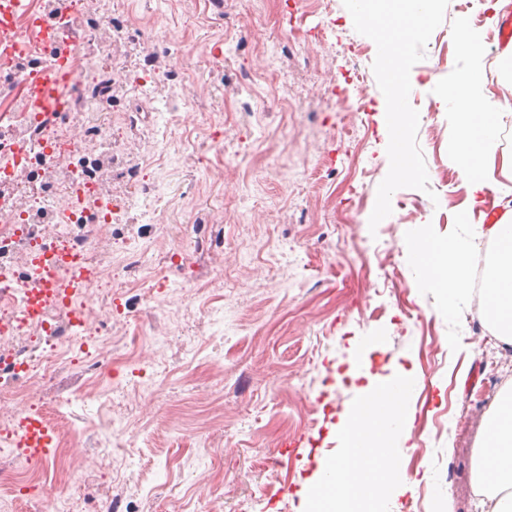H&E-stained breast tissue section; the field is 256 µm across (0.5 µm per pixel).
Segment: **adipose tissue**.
<instances>
[{
    "label": "adipose tissue",
    "instance_id": "1",
    "mask_svg": "<svg viewBox=\"0 0 512 512\" xmlns=\"http://www.w3.org/2000/svg\"><path fill=\"white\" fill-rule=\"evenodd\" d=\"M438 0H405L392 16L385 0H353L359 19L374 35L384 63L390 107L385 121L390 130L393 177L417 179L421 173L403 143L413 115L405 104L412 76L403 64V50L424 38L434 20ZM448 115V159L466 190V206H482L498 194L501 177L512 178V153L498 151L502 127L512 121L487 88L482 69L470 68L450 78L443 94ZM495 247L484 272V317L504 341L512 342V210L500 223L480 229ZM475 237L457 225L437 233L419 223L404 231L401 244L417 272V285L431 292L456 314L469 294L468 269ZM413 377L400 371L392 383L370 392L336 429L344 451L321 461L310 494L313 512H382V494L398 487L402 473L395 454L400 438L410 435L406 405ZM481 512H512V392L502 394L481 426V455L477 469Z\"/></svg>",
    "mask_w": 512,
    "mask_h": 512
}]
</instances>
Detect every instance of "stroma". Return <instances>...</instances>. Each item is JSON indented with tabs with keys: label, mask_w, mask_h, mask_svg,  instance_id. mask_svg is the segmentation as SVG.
<instances>
[{
	"label": "stroma",
	"mask_w": 512,
	"mask_h": 512,
	"mask_svg": "<svg viewBox=\"0 0 512 512\" xmlns=\"http://www.w3.org/2000/svg\"><path fill=\"white\" fill-rule=\"evenodd\" d=\"M458 13L457 0H439L424 39L404 51L416 76L407 92L415 119L407 147L420 179L391 182L389 135L381 128L388 88L374 38L355 16L350 0H128L129 11L173 35L187 34L188 55L211 54L225 69L211 73L192 65L172 72L173 83L207 88L182 118L187 127L224 116L230 153L224 167L209 171L196 154L184 151L156 172L179 207L164 217L203 238H221L219 255L180 247L164 235L151 238V278L177 282L223 268L211 294L221 311L211 329L225 338L220 367L203 368L209 349L198 334L197 306L183 307L182 294L162 288L159 306L174 313L189 337L180 364H170L166 381L151 388L157 410L140 429L153 445L136 449L131 471L148 468L150 481L134 488L143 512H206L219 500L223 512H307L309 485L321 460L336 456V427L369 387L399 371L412 370L416 392L408 404L411 441L399 449L405 488L384 495L385 512H481L476 491L480 420L507 385L490 381L486 361L512 349L497 343L473 347V325L464 315L449 317L434 295L416 285L417 274L399 237L409 224L429 222L438 231L452 224H481L466 211L457 172L440 186L434 171L447 164L443 130L448 106L442 89L449 76L470 66L455 31L467 21L484 40L478 64L493 71L490 90L512 76V61L501 58L481 4L470 0ZM327 33L337 49L336 67H359L368 84L356 90L337 81L328 99L309 96L312 77L288 30ZM272 61L275 84L251 82L257 49ZM375 105L358 140H340L337 127L346 111L363 99ZM288 123H281V111ZM255 153L261 172L246 173L233 160L239 147ZM366 178L347 182L348 169ZM253 195L265 221L239 218L237 194ZM391 194L387 220L365 218L383 192ZM365 204L345 208L350 193ZM416 202L408 213L407 202ZM182 250L181 267L168 264ZM223 469L224 482L206 483Z\"/></svg>",
	"instance_id": "1"
}]
</instances>
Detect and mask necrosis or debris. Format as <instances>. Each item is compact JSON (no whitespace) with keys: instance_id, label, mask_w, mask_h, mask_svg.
I'll return each mask as SVG.
<instances>
[{"instance_id":"necrosis-or-debris-1","label":"necrosis or debris","mask_w":512,"mask_h":512,"mask_svg":"<svg viewBox=\"0 0 512 512\" xmlns=\"http://www.w3.org/2000/svg\"><path fill=\"white\" fill-rule=\"evenodd\" d=\"M122 0H64L51 10L27 0L19 11L0 0V501H46L53 512L93 507L86 487L104 488L108 512H128L129 480L115 470L135 446L127 418L151 393L117 379L120 369L149 368V337L167 336L169 315L146 322L124 311L125 289L153 303L144 235L171 206L153 178L197 89L162 93L159 73L113 63L108 41L144 54L164 47L176 62V39L126 17ZM60 82L41 105L35 88ZM143 141L138 162L118 148ZM113 182L117 198L103 192ZM81 370L76 399L98 404L95 421L53 430L51 452L36 449L49 430L46 385L66 369Z\"/></svg>"}]
</instances>
